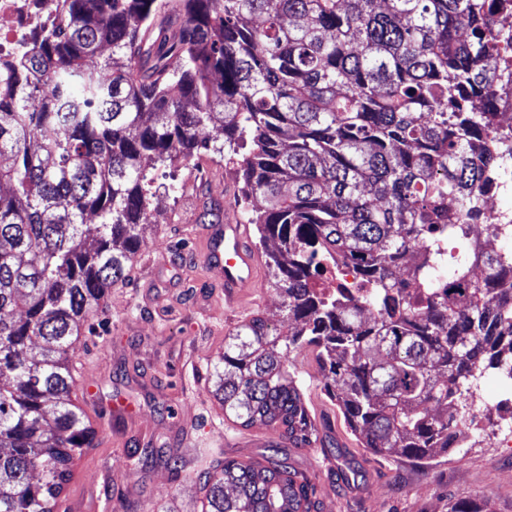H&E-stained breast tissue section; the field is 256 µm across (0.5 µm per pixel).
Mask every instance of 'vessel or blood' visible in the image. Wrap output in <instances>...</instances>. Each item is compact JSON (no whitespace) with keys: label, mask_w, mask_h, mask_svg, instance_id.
I'll use <instances>...</instances> for the list:
<instances>
[{"label":"vessel or blood","mask_w":512,"mask_h":512,"mask_svg":"<svg viewBox=\"0 0 512 512\" xmlns=\"http://www.w3.org/2000/svg\"><path fill=\"white\" fill-rule=\"evenodd\" d=\"M209 268L224 286V299L236 302L243 289L257 287L264 266L262 254L252 245L248 225L228 218L213 228L206 245Z\"/></svg>","instance_id":"obj_1"}]
</instances>
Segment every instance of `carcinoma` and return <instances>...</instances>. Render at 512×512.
<instances>
[{
    "label": "carcinoma",
    "mask_w": 512,
    "mask_h": 512,
    "mask_svg": "<svg viewBox=\"0 0 512 512\" xmlns=\"http://www.w3.org/2000/svg\"><path fill=\"white\" fill-rule=\"evenodd\" d=\"M0 61V512H54L95 429L73 399L84 324L126 281L159 192L224 137L293 328L225 337L215 399L248 428L319 440L288 359L315 352L347 429L428 464L489 370L512 375V251L468 240L512 155L485 100L512 17L497 0H57ZM252 149L235 159L245 140ZM423 244L402 282L401 260ZM350 266L354 294L325 273ZM198 512H317L279 447L207 469Z\"/></svg>",
    "instance_id": "carcinoma-1"
}]
</instances>
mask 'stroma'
<instances>
[{
  "label": "stroma",
  "mask_w": 512,
  "mask_h": 512,
  "mask_svg": "<svg viewBox=\"0 0 512 512\" xmlns=\"http://www.w3.org/2000/svg\"><path fill=\"white\" fill-rule=\"evenodd\" d=\"M200 170L159 168L157 182L171 186L150 200V225L125 285L112 288L82 333L73 359L76 375H91L96 392L84 411L97 430L95 448L77 458L56 512H129V500L156 512L164 506L194 512L203 481L194 466L177 470L146 456L145 446L178 459L182 428L198 425L195 445L203 464L224 457L260 456L279 431L241 427L225 417L212 395L211 372L224 339L259 315L281 324V300L270 284L245 290L227 304L204 261L203 238L226 213L242 217L243 180L235 166L201 151ZM303 381L320 432L333 436L359 471L357 480L336 476L329 448H292L289 464L316 488L321 512H448L451 504H488L512 512V447L495 444L512 424L501 412L481 414V430L461 447L429 464L401 455H378L359 445L324 394L311 352L291 357ZM128 410L118 415L116 402Z\"/></svg>",
  "instance_id": "1"
}]
</instances>
